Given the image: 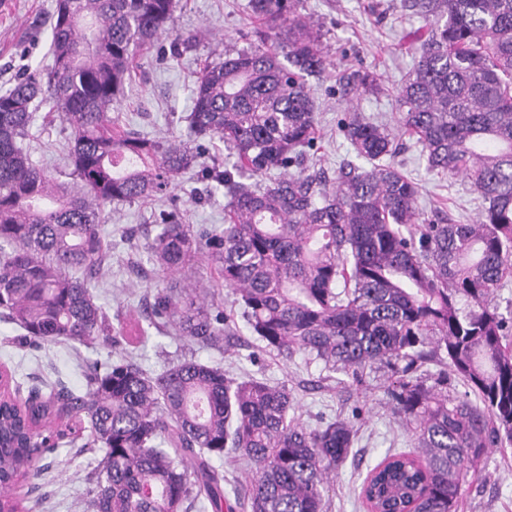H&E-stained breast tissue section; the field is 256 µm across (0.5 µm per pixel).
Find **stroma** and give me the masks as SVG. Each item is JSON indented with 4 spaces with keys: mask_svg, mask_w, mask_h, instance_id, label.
<instances>
[{
    "mask_svg": "<svg viewBox=\"0 0 512 512\" xmlns=\"http://www.w3.org/2000/svg\"><path fill=\"white\" fill-rule=\"evenodd\" d=\"M248 0H181L175 13L174 32L159 37L141 53V66L127 84L112 115L123 127L149 137L176 139L184 133L186 117L199 70L221 61L225 52L248 47L254 41L258 21L247 9ZM56 0H0V94L22 75L51 66L46 19ZM303 11L319 25L328 52L322 79L312 81L319 105L318 158L335 170L349 155V144L336 129L341 114L350 110L386 122L395 117L394 93L414 64L411 52L401 50L406 35L421 26L404 0H304ZM364 67L381 78L382 89L374 95L354 97L336 89V73ZM30 155L37 165L58 174L65 165L67 136L60 121L36 120L31 129ZM201 164L184 175L181 186L163 201L119 203L104 206L100 213L105 241L112 246V260L92 283V292L108 317L129 311L150 316L157 287L201 277V266L165 274L137 277L146 266L144 244L157 232L160 211H177L185 223L212 227L224 222L223 190L207 191L204 174L223 168L226 152L222 142L204 144ZM403 171L421 185L419 205L425 216L442 209L445 216L466 222L473 216L468 185L429 172L420 146L404 141L397 158ZM195 357L235 373L247 372L271 382L286 383L299 401L301 421L314 425L320 419L357 417L360 431L347 461L339 466L329 493L328 512H366L359 498L368 469L387 450L410 449L408 435L395 420L385 393L386 370L366 373L363 396L346 401L335 381L321 365L276 363L271 355L237 340L223 347L201 348L172 332L148 327L137 360L149 375H156L178 360ZM116 351L110 347L87 348L65 342L33 345L12 321L0 318V367L29 377L31 385L62 383L79 393L86 388L88 364L109 362ZM102 453L95 448L62 444L47 452V470L41 478L17 493L35 512H85L92 469ZM463 512H512V450L493 452L482 482L465 487Z\"/></svg>",
    "mask_w": 512,
    "mask_h": 512,
    "instance_id": "1",
    "label": "stroma"
}]
</instances>
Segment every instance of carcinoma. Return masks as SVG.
Wrapping results in <instances>:
<instances>
[{
	"label": "carcinoma",
	"mask_w": 512,
	"mask_h": 512,
	"mask_svg": "<svg viewBox=\"0 0 512 512\" xmlns=\"http://www.w3.org/2000/svg\"><path fill=\"white\" fill-rule=\"evenodd\" d=\"M258 43L199 72L184 138L127 129L112 108L140 52L168 33L177 0H57L52 65L0 95V313L36 343L133 345L140 318L108 322L89 277L107 259L99 212L166 196L198 159L200 139L224 143V226L197 228L171 212L147 240L148 260L174 274L198 255L213 288L156 289L154 314L201 348L224 344L235 318L278 361L298 354L358 384L389 368L392 414L412 449L368 472V512H461L463 487L490 453L512 448V0H408L425 20L409 35L414 67L395 95L401 135L422 146L429 171L462 177L477 212L460 224L422 216L420 186L394 158L392 129L347 112L337 122L355 160L332 179L309 163L319 113L309 79L326 56L300 0H250ZM374 71L336 73L343 94L375 91ZM70 130L76 187L55 180L26 148L41 103ZM81 269L84 278L73 277ZM437 373L417 375L429 363ZM463 393H449L448 381ZM0 512H28L10 494L41 475L43 439L88 436L104 452L87 512H327L331 475L356 428L342 418L306 425L284 384L239 379L185 358L152 377L122 357L86 391L0 385ZM233 453L249 483L224 488L214 460Z\"/></svg>",
	"instance_id": "1"
}]
</instances>
